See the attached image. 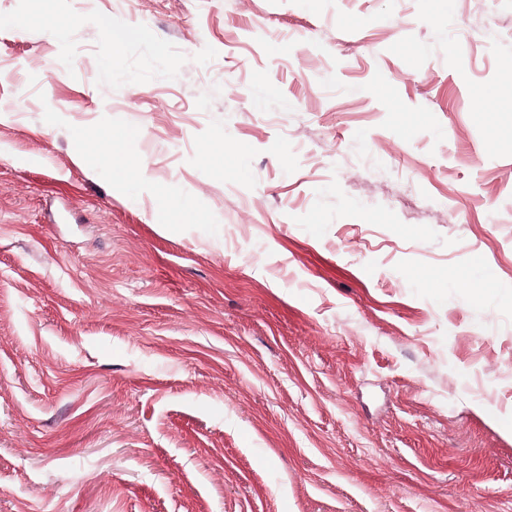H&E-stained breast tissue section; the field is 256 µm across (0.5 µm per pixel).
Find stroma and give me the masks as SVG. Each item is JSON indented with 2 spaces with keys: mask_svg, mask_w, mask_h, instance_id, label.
<instances>
[{
  "mask_svg": "<svg viewBox=\"0 0 512 512\" xmlns=\"http://www.w3.org/2000/svg\"><path fill=\"white\" fill-rule=\"evenodd\" d=\"M0 512H512V0H0ZM109 130L101 129L89 140L92 144L90 153L107 164L115 182H123L126 179V160L112 152V134Z\"/></svg>",
  "mask_w": 512,
  "mask_h": 512,
  "instance_id": "stroma-1",
  "label": "stroma"
}]
</instances>
